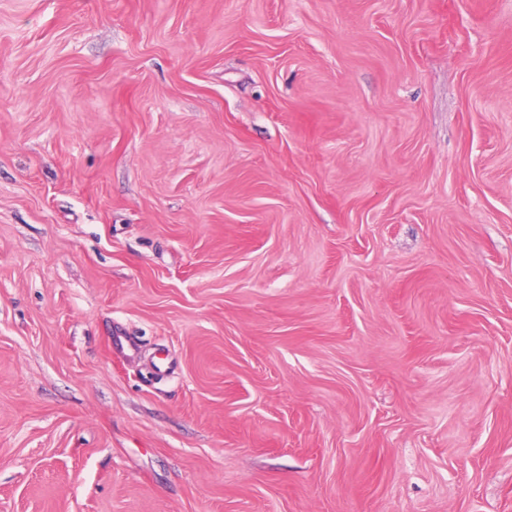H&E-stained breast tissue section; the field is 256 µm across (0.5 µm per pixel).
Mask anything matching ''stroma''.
<instances>
[{
  "label": "stroma",
  "instance_id": "obj_1",
  "mask_svg": "<svg viewBox=\"0 0 512 512\" xmlns=\"http://www.w3.org/2000/svg\"><path fill=\"white\" fill-rule=\"evenodd\" d=\"M0 512H512V0H0Z\"/></svg>",
  "mask_w": 512,
  "mask_h": 512
}]
</instances>
